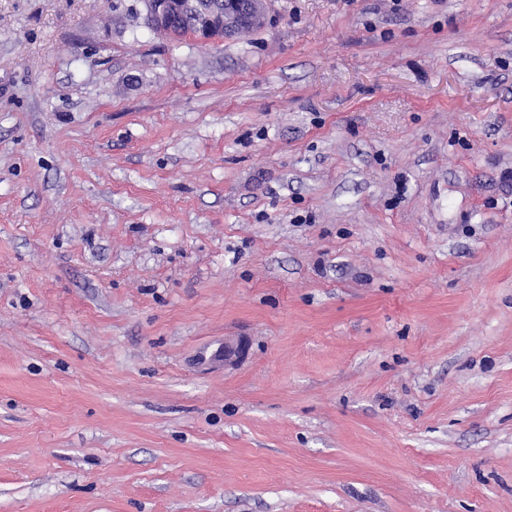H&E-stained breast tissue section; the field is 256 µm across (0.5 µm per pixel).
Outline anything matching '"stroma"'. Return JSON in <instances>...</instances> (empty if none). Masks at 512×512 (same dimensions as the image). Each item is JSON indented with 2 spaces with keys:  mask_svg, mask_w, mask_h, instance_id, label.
<instances>
[{
  "mask_svg": "<svg viewBox=\"0 0 512 512\" xmlns=\"http://www.w3.org/2000/svg\"><path fill=\"white\" fill-rule=\"evenodd\" d=\"M144 17L0 0V512H512V0ZM213 0H144L147 22L157 31L172 33V23L177 17L196 15L205 20L208 33L226 39L241 36L245 27L264 20L265 0H249L248 14L225 11ZM211 36V37H212Z\"/></svg>",
  "mask_w": 512,
  "mask_h": 512,
  "instance_id": "obj_1",
  "label": "stroma"
}]
</instances>
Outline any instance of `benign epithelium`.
<instances>
[{
  "label": "benign epithelium",
  "mask_w": 512,
  "mask_h": 512,
  "mask_svg": "<svg viewBox=\"0 0 512 512\" xmlns=\"http://www.w3.org/2000/svg\"><path fill=\"white\" fill-rule=\"evenodd\" d=\"M147 22L157 31L172 32L177 17L195 15L205 20L208 33L227 39L241 36L245 27L264 20L266 0H249L248 10L241 14L226 11L211 0H144Z\"/></svg>",
  "instance_id": "1"
}]
</instances>
